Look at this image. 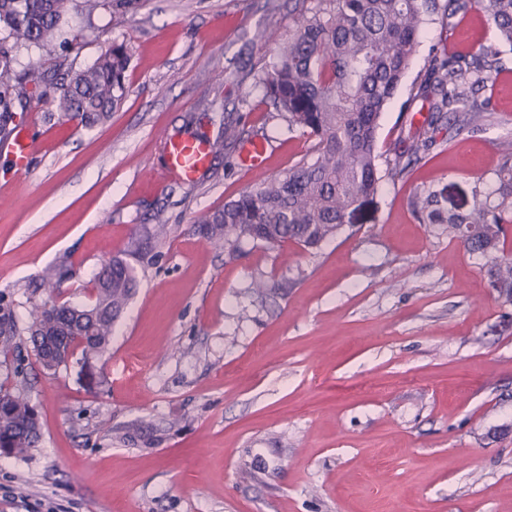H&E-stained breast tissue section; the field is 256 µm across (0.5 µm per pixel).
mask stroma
Wrapping results in <instances>:
<instances>
[{
  "label": "stroma",
  "mask_w": 512,
  "mask_h": 512,
  "mask_svg": "<svg viewBox=\"0 0 512 512\" xmlns=\"http://www.w3.org/2000/svg\"><path fill=\"white\" fill-rule=\"evenodd\" d=\"M306 7L138 0L117 19L103 6L75 20L72 63L128 47L111 120L50 121L49 96L29 87L31 163L0 155V296L27 323L35 285L65 257L78 271L61 287L71 303L88 302L116 256L139 285L90 371L76 359L44 370L25 335L24 375L0 365L42 425L32 452L0 456V512H512V303L447 225L413 207L434 190L444 210L466 211L474 189L498 188L512 50L483 90L494 111L480 129L438 127L428 154L383 178L336 238L314 249L245 239L229 253L194 231L195 216L309 154L313 137L251 89ZM496 40L478 10L427 21L379 149L425 125L411 94L430 48L476 54ZM221 110L265 143L266 167L246 168L235 147L194 182L166 178L164 139L215 137L203 115Z\"/></svg>",
  "instance_id": "obj_1"
}]
</instances>
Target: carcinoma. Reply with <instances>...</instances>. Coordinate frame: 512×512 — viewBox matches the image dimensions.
<instances>
[{"instance_id":"1","label":"carcinoma","mask_w":512,"mask_h":512,"mask_svg":"<svg viewBox=\"0 0 512 512\" xmlns=\"http://www.w3.org/2000/svg\"><path fill=\"white\" fill-rule=\"evenodd\" d=\"M301 13L288 39L278 44L277 62L254 76L253 88L289 128L315 137L310 154L287 173L266 179L215 211L194 221L207 243L234 250L254 231L260 241H292L317 247L337 236L347 217L376 197L381 176L377 128L398 90L427 18L484 13L499 37L512 44V0H315ZM102 0H0V140L16 125L27 103V83L42 84L54 94L57 120L92 128L107 123L122 105L130 55L122 45L101 53L90 65L70 68L57 82L59 62L39 72L17 70L19 55L56 45L68 51L81 46V35L65 30L74 14H91ZM500 50L493 45L477 55L433 49L413 99L428 106V127L408 136L405 150L386 160L392 179L408 172L431 144L430 127L446 120L469 129L489 101L477 93L498 75ZM245 130L227 116L219 119L210 143L221 152L243 139ZM496 199L475 191L469 213L446 212L435 192L417 198L414 209L429 224L448 225L483 260L498 295L512 302V261L498 255L506 236L504 215L512 214V144L499 168ZM77 269L64 258L48 267L40 287L46 298L33 304L27 333L48 371L68 364L81 351L83 364L108 349L115 324L133 298L136 268L122 257L105 262L92 279L90 304H58L55 290L74 279ZM20 335L11 305L0 299V356L8 359ZM42 437L35 408L18 389L0 386V453L23 455Z\"/></svg>"}]
</instances>
